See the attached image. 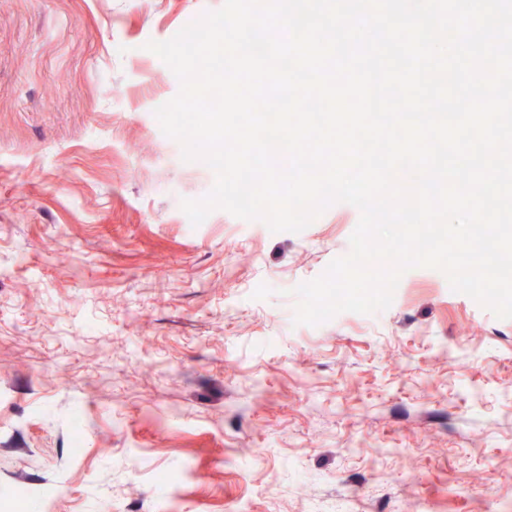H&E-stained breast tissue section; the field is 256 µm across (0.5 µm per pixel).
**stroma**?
I'll use <instances>...</instances> for the list:
<instances>
[{
	"label": "stroma",
	"mask_w": 512,
	"mask_h": 512,
	"mask_svg": "<svg viewBox=\"0 0 512 512\" xmlns=\"http://www.w3.org/2000/svg\"><path fill=\"white\" fill-rule=\"evenodd\" d=\"M223 2L0 0V512H512V319L417 267L298 324L354 206L182 211L145 45Z\"/></svg>",
	"instance_id": "stroma-1"
}]
</instances>
